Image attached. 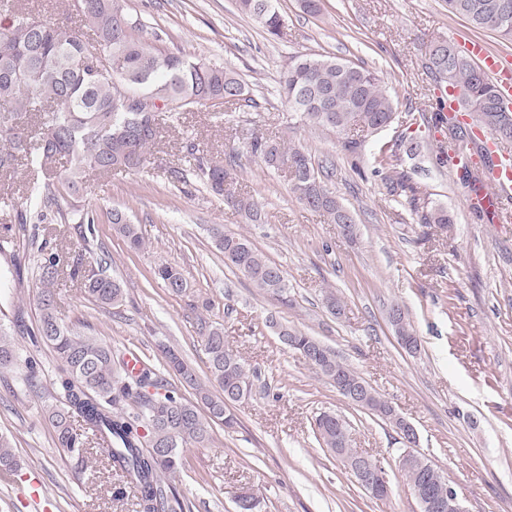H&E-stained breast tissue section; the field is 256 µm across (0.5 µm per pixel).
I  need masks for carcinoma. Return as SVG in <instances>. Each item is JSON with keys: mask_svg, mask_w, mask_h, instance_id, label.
Masks as SVG:
<instances>
[{"mask_svg": "<svg viewBox=\"0 0 512 512\" xmlns=\"http://www.w3.org/2000/svg\"><path fill=\"white\" fill-rule=\"evenodd\" d=\"M76 9L79 34L53 15H34L22 0H0V70L13 69L20 77L11 85L0 83V174L10 176L26 166L55 171L51 183L28 185L25 209L16 212L17 225L6 227L0 237V254L17 260V241L26 237L27 225L40 224L53 212L62 219L92 228L94 216L62 204L76 199L83 190L86 172L97 169H141L151 163L152 149L161 133L160 114L190 112L208 101L224 105L250 103L244 84L228 69L192 60L180 52L153 49L141 38L142 24L124 11L120 0H80ZM448 13L467 20L473 28L498 33L512 40V9L503 10V0H446ZM241 13L256 20L268 34H280L283 20L275 0H238ZM427 74L440 85L461 91L472 120L496 139L512 141V111L503 104L486 75L469 58L448 61V51H426ZM282 87L291 108L316 128L342 132L358 130L372 134L388 125L395 113L394 100L381 79L364 67L327 56H302L288 69ZM127 97L137 99L136 112L124 109ZM448 127V144H439L442 166L462 172V180L477 192L482 180L466 160L477 151V143L436 100L433 127ZM188 153L196 161L197 176L205 188L219 196L246 220L262 219V203L254 197L235 194L234 166L199 154L191 144ZM247 152L267 168L292 169L291 190L306 207L322 213L353 236L357 223L352 212L323 184L311 155L295 145L264 135L254 136ZM393 190L418 205L417 188L402 172L393 171ZM423 224L452 223L448 210L432 209L421 215ZM113 230L133 249L143 245L137 225L119 211H112ZM215 246L224 264L249 278L257 288L280 293L287 288L283 271L270 262L242 234L213 229ZM40 292L38 322L29 330L33 344L44 343L60 360L55 391L43 397V413L53 426L58 445L83 464L89 456L99 457L108 471H115L138 491V512H185L189 505L178 496L166 477L183 465L181 449L213 442L212 425L233 427L230 404L251 390L250 370L243 359L224 342L220 324L204 313L197 315L208 363L207 381L173 350L164 351V369L195 391V401H186L164 390L159 375L146 367L137 376L127 374L112 346L95 336H84L66 326L57 311L54 284L66 275L80 282L83 293L100 307H117L125 301L121 281L106 274L105 259L98 268L86 269L82 260H72L65 249L45 239L37 249ZM156 275L176 296L187 288L182 272L162 265ZM282 335L294 339L293 350L318 374L330 379L338 374L358 378L350 365L315 337L280 325ZM15 361L12 334L0 327V369ZM217 383L220 393L210 389ZM152 387L147 396L142 389ZM138 399L140 411L131 415L122 402ZM387 404L378 392L370 393L363 409L390 424ZM347 425L340 416L322 412L315 418V432L322 444L338 452L346 447ZM19 461L10 441L0 435V472L15 475ZM410 488L430 484L438 495L448 491L441 483L437 466L425 455L414 452L401 465ZM237 512H256L257 497L249 492L235 495Z\"/></svg>", "mask_w": 512, "mask_h": 512, "instance_id": "cac0c4a2", "label": "carcinoma"}]
</instances>
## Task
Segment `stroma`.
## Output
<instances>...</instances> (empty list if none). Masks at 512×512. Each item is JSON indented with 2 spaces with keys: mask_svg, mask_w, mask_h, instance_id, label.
Wrapping results in <instances>:
<instances>
[{
  "mask_svg": "<svg viewBox=\"0 0 512 512\" xmlns=\"http://www.w3.org/2000/svg\"><path fill=\"white\" fill-rule=\"evenodd\" d=\"M122 3L152 47L234 71L256 101L238 109L209 103L167 119L148 168L91 176L76 204L96 214L93 234L51 221L84 265L110 257L126 292L123 306L104 309L77 283L59 279L54 289L66 326L136 351L157 370L162 347H170L204 378L194 307L209 299L226 345L254 373L250 395L231 407L237 426H214L210 446L184 449V466L172 479L181 499L192 512H235V494L250 490L260 512H418L398 467L404 447L393 428L351 405L284 347L266 325L272 319L328 346L410 421L418 451L444 471L466 512H512V223H487L468 207L467 187L437 164V141L423 121L437 100L425 50L452 32L469 33V25L449 15L446 0H322L316 14L298 0H277L284 25L272 37L239 12L237 0ZM303 54L373 70L391 92L392 123L368 135L357 153L344 149L342 135L312 127L289 108L280 81ZM254 134L302 146L314 164L331 162L325 183L353 213L355 238L300 204L286 171L247 154ZM410 136L420 143L411 156L399 145ZM190 144L214 158L240 153L235 187L262 203L260 223L204 188L187 161ZM395 168L418 188L421 209H447V228L421 223L418 211L390 192ZM116 210L138 225L145 248L130 249L116 234ZM215 227L246 235L282 269L287 289L260 290L226 267L211 238ZM36 256L35 247L21 244L19 272L0 281V322L23 321L14 335L16 365L0 371V435L12 440L21 464L16 476L0 477V512H30L34 493L47 512H134L135 498L114 496L120 477L78 467L43 414L41 396L54 390L60 362L27 335L37 319ZM162 264L182 271L184 294H170L156 277ZM331 290L344 304L338 318L325 306ZM395 305L420 339L416 353L397 341L388 320ZM31 360L40 369L34 390L25 379ZM321 411L344 418L352 447L382 461L388 499L371 498L320 447L312 425Z\"/></svg>",
  "mask_w": 512,
  "mask_h": 512,
  "instance_id": "1",
  "label": "stroma"
}]
</instances>
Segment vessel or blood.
<instances>
[{"instance_id": "vessel-or-blood-1", "label": "vessel or blood", "mask_w": 512, "mask_h": 512, "mask_svg": "<svg viewBox=\"0 0 512 512\" xmlns=\"http://www.w3.org/2000/svg\"><path fill=\"white\" fill-rule=\"evenodd\" d=\"M461 45L482 72L495 80L503 102L512 104V60L494 52L476 36L462 39ZM474 136L479 150L470 162L481 171L485 188L480 194L469 196L468 203L495 221L501 214H512V154L485 132L475 131Z\"/></svg>"}]
</instances>
